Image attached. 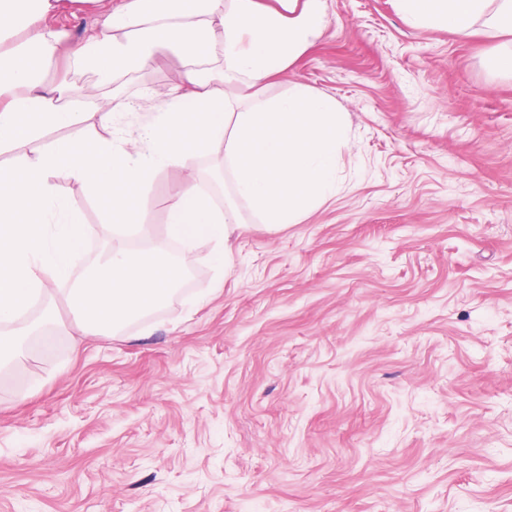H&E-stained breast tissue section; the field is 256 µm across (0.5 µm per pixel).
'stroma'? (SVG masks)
Returning <instances> with one entry per match:
<instances>
[{
  "label": "stroma",
  "mask_w": 512,
  "mask_h": 512,
  "mask_svg": "<svg viewBox=\"0 0 512 512\" xmlns=\"http://www.w3.org/2000/svg\"><path fill=\"white\" fill-rule=\"evenodd\" d=\"M295 82L349 119L341 189L275 233L242 211L233 269L196 247L163 307L85 335L65 295L52 353L0 378V512H512V77L496 40L407 21L396 0H324ZM69 0V41L98 24ZM181 68L158 58L93 99L135 105L137 137ZM222 149L156 172L152 240L113 239L80 183L59 191L88 229L85 259L161 246L174 183L212 180Z\"/></svg>",
  "instance_id": "1"
}]
</instances>
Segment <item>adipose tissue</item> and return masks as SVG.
<instances>
[{
  "label": "adipose tissue",
  "instance_id": "obj_1",
  "mask_svg": "<svg viewBox=\"0 0 512 512\" xmlns=\"http://www.w3.org/2000/svg\"><path fill=\"white\" fill-rule=\"evenodd\" d=\"M100 28L69 44L52 22L61 0H0V362L24 356L28 339L43 348L52 321L26 322L45 293L63 286L73 320L85 334L115 333L163 305L195 263L194 244L214 242L212 262L232 266L230 237L241 208L265 230L297 224L331 199L346 119L335 102L295 83L287 95L241 105L227 87H257L288 70L321 38L323 0H97ZM414 24L469 37L500 39L499 72L512 76V0H397ZM20 43H12L16 33ZM160 54L176 56L178 81L137 140L73 139L64 129L96 120L112 128L132 111L117 98L89 100L70 83L46 87L43 75L66 60L99 84L149 67ZM59 137L47 141L49 132ZM224 150V204L184 180L169 199L170 239L179 259L163 248L113 250L84 265L87 229L55 180L83 184L110 235L151 238L142 218L145 189L156 171L182 168Z\"/></svg>",
  "mask_w": 512,
  "mask_h": 512
}]
</instances>
